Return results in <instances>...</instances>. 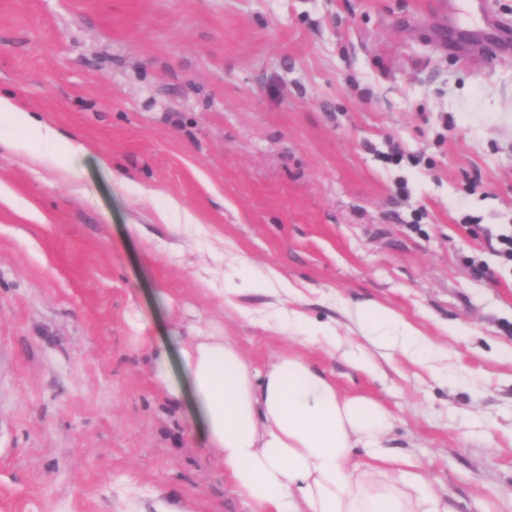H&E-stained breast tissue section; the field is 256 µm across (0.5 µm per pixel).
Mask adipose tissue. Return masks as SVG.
Here are the masks:
<instances>
[{
	"label": "adipose tissue",
	"instance_id": "adipose-tissue-1",
	"mask_svg": "<svg viewBox=\"0 0 512 512\" xmlns=\"http://www.w3.org/2000/svg\"><path fill=\"white\" fill-rule=\"evenodd\" d=\"M16 121L24 136L0 147L62 167L56 147L64 134L0 93V124ZM356 325L375 347L430 348L373 301L358 306ZM171 350L193 390L200 434L248 512H457L431 489L421 463L389 449L394 414L374 398L342 392L303 356L277 352L259 367L229 337L177 332L159 358Z\"/></svg>",
	"mask_w": 512,
	"mask_h": 512
}]
</instances>
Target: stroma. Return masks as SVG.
Wrapping results in <instances>:
<instances>
[{
  "label": "stroma",
  "mask_w": 512,
  "mask_h": 512,
  "mask_svg": "<svg viewBox=\"0 0 512 512\" xmlns=\"http://www.w3.org/2000/svg\"><path fill=\"white\" fill-rule=\"evenodd\" d=\"M443 2L0 0V91L88 148L0 150V512H245L152 355L175 329L304 355L458 512H512V49ZM270 267L335 347L276 330ZM364 301L429 353L354 368Z\"/></svg>",
  "instance_id": "1"
}]
</instances>
